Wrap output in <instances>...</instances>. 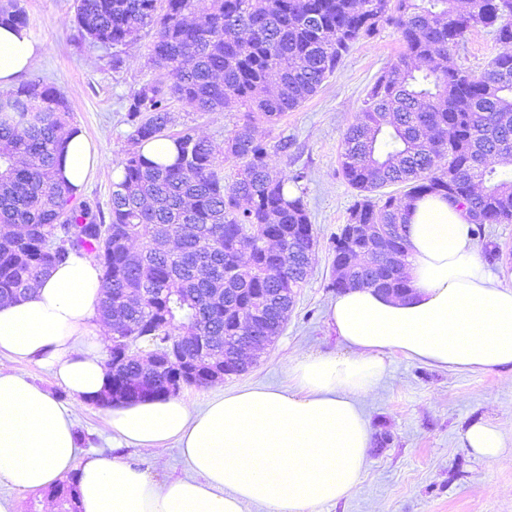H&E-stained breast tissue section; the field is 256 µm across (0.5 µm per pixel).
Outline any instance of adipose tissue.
Listing matches in <instances>:
<instances>
[{
	"label": "adipose tissue",
	"mask_w": 512,
	"mask_h": 512,
	"mask_svg": "<svg viewBox=\"0 0 512 512\" xmlns=\"http://www.w3.org/2000/svg\"><path fill=\"white\" fill-rule=\"evenodd\" d=\"M39 53L27 28L0 26V88ZM61 138V175L82 190L101 157L79 128ZM406 234L409 297L368 287L338 295L328 320L345 353L289 359L290 386L225 391L201 407L186 394L107 407L113 447L138 449L160 469L162 446L176 442L187 473L161 482L80 450L74 407L106 390L112 331L98 310L96 264L75 256L52 269L0 304V355L50 369L69 399L0 371V483L35 491L76 473L81 512H318L348 497L371 441L362 401L388 374L389 355L457 372L512 366V287L488 269L466 214L428 196L415 202ZM462 441L489 462L506 459L495 424L471 425Z\"/></svg>",
	"instance_id": "obj_1"
}]
</instances>
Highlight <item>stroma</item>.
<instances>
[{"label":"stroma","instance_id":"1","mask_svg":"<svg viewBox=\"0 0 512 512\" xmlns=\"http://www.w3.org/2000/svg\"><path fill=\"white\" fill-rule=\"evenodd\" d=\"M27 26L43 53L27 80L55 83L72 110L71 123L99 147L103 162L90 177L82 198L108 209L111 173L125 156L132 128L126 122L128 98L151 78L168 79L167 70L150 65L152 30L120 47L121 70H113L112 49L80 40L74 0H20ZM502 47L492 33L469 32L455 56L462 67L480 70ZM402 51L392 27L374 38L353 44L336 72L318 92L273 126L259 124L275 169L305 172V201L317 243L307 281L278 338L240 376L224 381L225 389L253 384L288 386L290 358L306 354L344 353L345 347L327 321L336 299L330 289L333 241L346 223L359 193L340 170L343 137L355 124L366 88ZM172 131L191 126L216 144H223L242 123L241 112H201L177 102L172 106ZM288 137V152L277 148ZM363 409L374 434L386 443L372 442L359 485L350 496L322 506L320 512H512V465L477 458L462 442L474 423L497 425L512 452V368L458 373L411 361L396 354L377 392ZM82 447L115 452L116 456L148 469L150 458L134 448H113L105 411L85 404L75 410Z\"/></svg>","mask_w":512,"mask_h":512}]
</instances>
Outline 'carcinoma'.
<instances>
[{"instance_id": "1", "label": "carcinoma", "mask_w": 512, "mask_h": 512, "mask_svg": "<svg viewBox=\"0 0 512 512\" xmlns=\"http://www.w3.org/2000/svg\"><path fill=\"white\" fill-rule=\"evenodd\" d=\"M79 37L110 48L154 31L149 62L172 83L129 96L130 146L118 163L109 215L56 178L60 132L71 109L39 80L0 93V303L16 300L50 269L84 256L102 271L101 314L112 328L109 388L91 400L137 402L207 388L214 375L246 371L243 350L279 336L308 276L316 235L304 203V172L273 168L254 123H275L313 96L350 47L394 29L403 51L368 87L345 134L341 170L364 193L334 241L336 292L370 287L402 296L414 202L439 196L468 216L471 236L512 223V52L480 71L457 66L468 32L486 28L512 46V0H76ZM27 26L18 0L0 4V25ZM201 112L244 110L219 146L191 127L169 132L172 99ZM169 139L171 164L142 153ZM240 161L224 185L221 157ZM405 185L401 195L370 193ZM378 224L386 239L351 236ZM176 240L171 250L158 239ZM178 349L189 377L147 368L131 347ZM49 494L77 512V486Z\"/></svg>"}]
</instances>
